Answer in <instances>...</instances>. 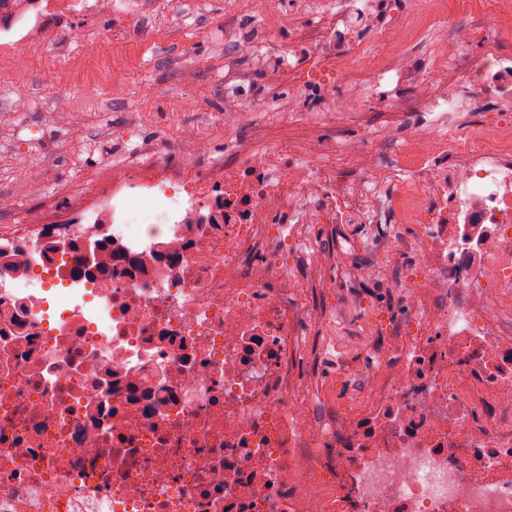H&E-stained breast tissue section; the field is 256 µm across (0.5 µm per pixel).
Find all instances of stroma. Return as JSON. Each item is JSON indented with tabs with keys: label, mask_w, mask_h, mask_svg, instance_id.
<instances>
[{
	"label": "stroma",
	"mask_w": 512,
	"mask_h": 512,
	"mask_svg": "<svg viewBox=\"0 0 512 512\" xmlns=\"http://www.w3.org/2000/svg\"><path fill=\"white\" fill-rule=\"evenodd\" d=\"M266 26L225 16L224 0H36L0 30V225L74 214L114 173L153 161L223 165L224 125L241 112L262 134L305 137L253 101L282 92L269 50L237 48ZM188 125L197 144L181 139ZM309 300L340 335L383 319L368 288L313 284Z\"/></svg>",
	"instance_id": "35a3bbf8"
}]
</instances>
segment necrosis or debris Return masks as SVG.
<instances>
[{
  "mask_svg": "<svg viewBox=\"0 0 512 512\" xmlns=\"http://www.w3.org/2000/svg\"><path fill=\"white\" fill-rule=\"evenodd\" d=\"M383 2L225 0L299 15L276 81L332 58L275 108L315 138L230 134L209 173L0 230V512H512V0ZM313 281L386 311L351 416L303 394Z\"/></svg>",
  "mask_w": 512,
  "mask_h": 512,
  "instance_id": "necrosis-or-debris-1",
  "label": "necrosis or debris"
}]
</instances>
